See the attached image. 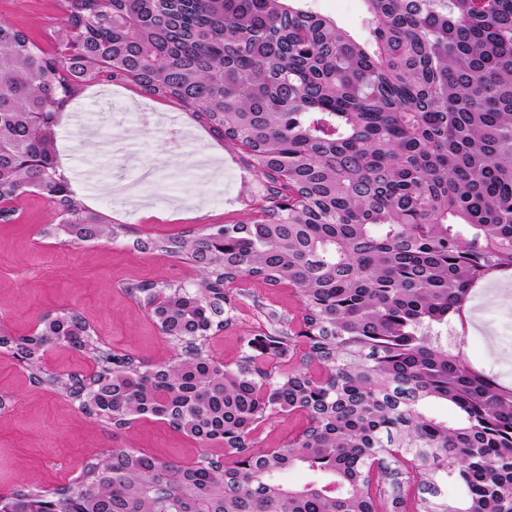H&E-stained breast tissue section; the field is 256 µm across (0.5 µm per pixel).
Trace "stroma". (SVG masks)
Returning <instances> with one entry per match:
<instances>
[{"instance_id":"35a3bbf8","label":"stroma","mask_w":512,"mask_h":512,"mask_svg":"<svg viewBox=\"0 0 512 512\" xmlns=\"http://www.w3.org/2000/svg\"><path fill=\"white\" fill-rule=\"evenodd\" d=\"M307 3L356 39H369L372 25L362 0ZM63 15L62 0H0V19L26 30L45 50ZM56 150L77 199L126 232L112 243L73 246L45 235V226L58 218L38 191L17 198L12 220L0 222V332L27 336L45 311L74 308L106 346L152 364L170 360V341L126 287L189 281L197 266L183 256L137 250L134 241L247 220L267 193L264 179L245 165L241 147L213 136L176 102L148 98L128 83L81 85L60 111ZM251 288L254 301L241 304L236 324L211 342L224 362L238 358L242 337L265 331L264 310L300 314L295 288L260 282ZM473 303L482 307L483 319L471 328L463 354L512 384V298L488 292ZM110 448L186 463L202 452L153 418L113 431L52 385L31 381L28 369L0 349V488L67 483Z\"/></svg>"}]
</instances>
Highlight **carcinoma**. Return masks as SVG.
I'll use <instances>...</instances> for the list:
<instances>
[{
  "mask_svg": "<svg viewBox=\"0 0 512 512\" xmlns=\"http://www.w3.org/2000/svg\"><path fill=\"white\" fill-rule=\"evenodd\" d=\"M363 2L368 43L306 0H64L53 54L0 20V197L38 189L67 218L47 234L119 233L58 171V111L86 81L177 102L269 183L261 220L136 241L198 267L127 286L169 361L103 347L75 309L0 335L37 381L49 348L87 356L90 374L48 382L113 431L154 418L222 451L110 448L66 485L0 491V512H512V386L441 336L512 271V0ZM242 278L292 285L301 319L266 312L228 364L207 343ZM291 413L304 428L262 447ZM296 468L308 481L285 484ZM303 423V419L296 414L279 416L264 424L258 432V436L266 448H276L286 439L295 435Z\"/></svg>",
  "mask_w": 512,
  "mask_h": 512,
  "instance_id": "carcinoma-1",
  "label": "carcinoma"
}]
</instances>
